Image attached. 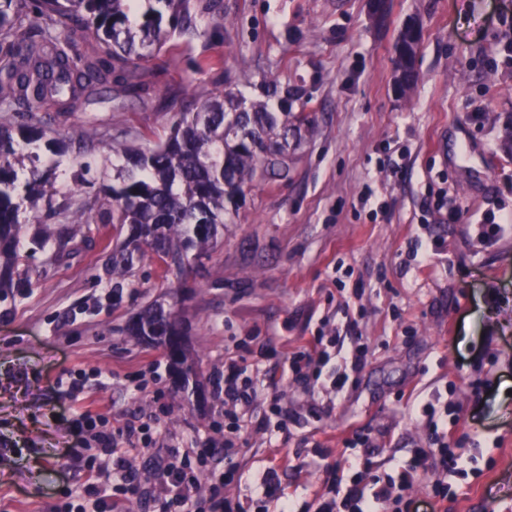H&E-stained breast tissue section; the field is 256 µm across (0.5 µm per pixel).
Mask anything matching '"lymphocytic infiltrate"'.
<instances>
[{"instance_id":"obj_1","label":"lymphocytic infiltrate","mask_w":512,"mask_h":512,"mask_svg":"<svg viewBox=\"0 0 512 512\" xmlns=\"http://www.w3.org/2000/svg\"><path fill=\"white\" fill-rule=\"evenodd\" d=\"M367 355L368 347L364 343L357 341L348 346L340 334H320L285 356L283 365L286 373L305 384L319 379L322 367H330L331 384L339 390L348 383L351 374L363 367ZM258 384L259 379L253 376L245 357L225 358L223 405L227 432L223 470L208 469L206 454H192L173 439L165 455L154 460L153 481L147 488L130 468L125 455L129 452L149 454L154 425L143 423L116 430L105 415L77 410L75 423L88 434L81 462L90 482L75 489V497L91 498L92 512H123L128 497L145 490L155 512H226L224 482L239 473L241 448L237 434L246 422V410L258 393ZM412 409L430 434L428 446L396 464L392 474L374 476L368 484L331 476L325 492L300 507L293 499L285 497L276 469L270 468L254 490L257 501L274 505L276 512H407L412 499H405L402 507H392L393 486L406 489L413 480L427 478L431 471L454 472L465 465L456 452L460 440L455 430L442 422L448 413L447 406L437 399L416 398ZM204 481L209 484V497L205 500L198 494V486Z\"/></svg>"}]
</instances>
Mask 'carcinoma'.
Wrapping results in <instances>:
<instances>
[{"mask_svg": "<svg viewBox=\"0 0 512 512\" xmlns=\"http://www.w3.org/2000/svg\"><path fill=\"white\" fill-rule=\"evenodd\" d=\"M133 0H0V297L28 277L20 247L30 253L62 248L71 236L62 227L54 233L43 224L20 219V199L30 208L55 194L57 160L64 143L49 140L50 155L41 158L30 145L43 139L41 107L54 101L59 113L71 112L83 90L111 78L124 94L144 89L128 82L139 65L166 45L172 34L193 28L194 13L212 11L213 0H155L164 10L151 9L132 25ZM80 30L98 45L90 58L76 64L77 49L68 35ZM398 40L416 57L420 28L401 30ZM265 101L246 102L224 90L196 104L186 94H168L173 112L169 135L154 146L130 144L121 135L100 132L87 122L83 137L104 152L122 157L125 165L103 196L87 209L74 212L70 224H87L95 212L97 224H120L127 237L113 248L112 291L144 252L151 251L167 269L182 270L215 248L224 237L226 216L237 209L245 190L260 180H286L291 172L289 139L307 123L291 112L294 94L273 88ZM30 166V180L19 196L15 167ZM180 288L168 298L155 299L125 325L127 335L165 347L186 389L196 369L187 364L179 320Z\"/></svg>", "mask_w": 512, "mask_h": 512, "instance_id": "obj_1", "label": "carcinoma"}]
</instances>
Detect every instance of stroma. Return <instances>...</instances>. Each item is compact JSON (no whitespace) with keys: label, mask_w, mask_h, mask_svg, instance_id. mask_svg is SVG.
<instances>
[{"label":"stroma","mask_w":512,"mask_h":512,"mask_svg":"<svg viewBox=\"0 0 512 512\" xmlns=\"http://www.w3.org/2000/svg\"><path fill=\"white\" fill-rule=\"evenodd\" d=\"M417 20L419 79L395 85L394 44ZM192 38L137 69L145 100H128L120 124L106 104L116 86L97 83L68 115L43 108L75 152L87 120L133 141L168 134L174 114L161 103L172 86L201 101L225 89L263 99V82L294 89L293 112L308 115L288 180L256 184L224 226L222 244L187 266L181 316L200 368L196 393L178 395L162 348L127 336L126 321L167 293L164 264L146 257L113 294L108 274L120 234L85 224L62 255L25 256L30 279L0 301V512H62L86 481L75 406L109 415L113 428L156 423L154 449L168 436L183 447L224 445L216 384L224 356L266 347L262 378L284 353L320 330L351 323L369 347L343 391L305 392L278 381L288 429L257 426L266 399L241 432L242 481L224 487L245 512H259L248 485L276 466L287 495L308 501L355 428L383 451L378 471L409 459L427 432L405 402L415 389L440 394L466 438L464 472L448 496L430 501L437 473L410 490L421 512H512V232L482 236L483 221L512 216V0H389L385 26L366 0H217L197 14ZM82 185L59 179L51 208H82L116 159L95 148ZM462 207L461 219L438 207ZM435 249L430 265L418 251ZM85 373L80 400L56 384ZM105 375L98 383L95 372Z\"/></svg>","instance_id":"stroma-1"}]
</instances>
